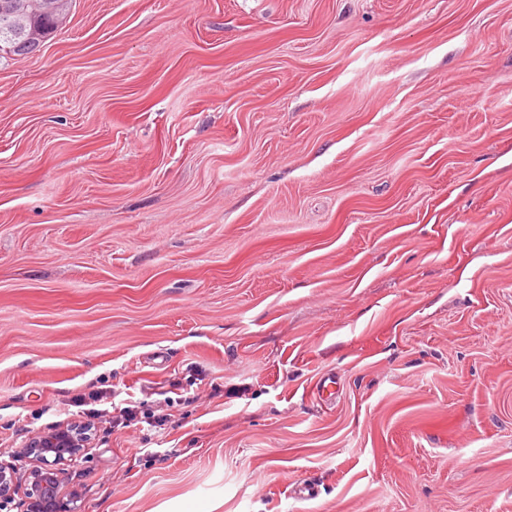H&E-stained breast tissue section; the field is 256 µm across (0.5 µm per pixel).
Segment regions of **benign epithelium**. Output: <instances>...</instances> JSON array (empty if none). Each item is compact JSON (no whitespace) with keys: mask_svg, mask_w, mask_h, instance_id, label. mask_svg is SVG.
<instances>
[{"mask_svg":"<svg viewBox=\"0 0 512 512\" xmlns=\"http://www.w3.org/2000/svg\"><path fill=\"white\" fill-rule=\"evenodd\" d=\"M27 0H0V17L6 21L26 10ZM88 437L77 431L54 427L34 436L20 457L30 463L26 470V512H72V498L63 491L65 466L84 452ZM18 468L0 464V501L18 488Z\"/></svg>","mask_w":512,"mask_h":512,"instance_id":"obj_1","label":"benign epithelium"}]
</instances>
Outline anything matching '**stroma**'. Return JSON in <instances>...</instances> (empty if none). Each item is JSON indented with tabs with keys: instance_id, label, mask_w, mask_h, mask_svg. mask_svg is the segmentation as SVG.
Listing matches in <instances>:
<instances>
[{
	"instance_id": "1",
	"label": "stroma",
	"mask_w": 512,
	"mask_h": 512,
	"mask_svg": "<svg viewBox=\"0 0 512 512\" xmlns=\"http://www.w3.org/2000/svg\"><path fill=\"white\" fill-rule=\"evenodd\" d=\"M171 390L76 512H512V0H73L0 58V462Z\"/></svg>"
}]
</instances>
